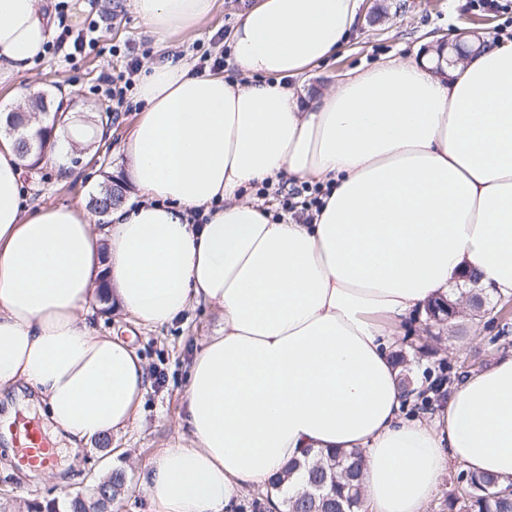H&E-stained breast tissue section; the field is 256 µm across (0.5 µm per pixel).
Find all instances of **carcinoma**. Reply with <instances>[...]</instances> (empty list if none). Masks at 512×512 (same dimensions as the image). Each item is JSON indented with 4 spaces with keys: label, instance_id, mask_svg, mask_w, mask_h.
Returning <instances> with one entry per match:
<instances>
[{
    "label": "carcinoma",
    "instance_id": "1",
    "mask_svg": "<svg viewBox=\"0 0 512 512\" xmlns=\"http://www.w3.org/2000/svg\"><path fill=\"white\" fill-rule=\"evenodd\" d=\"M9 129L17 132L16 144L21 157H34L37 165L51 145L54 126H43L36 131L28 128L25 118L10 112L4 118ZM126 189L120 181L109 184L96 196L94 211L107 215L125 200ZM452 367L439 363L437 370L427 374L431 379L428 391L435 393L444 382L452 381ZM363 458L358 451L325 453L312 448L304 452V460L288 465L284 478L289 480L299 473L297 488L283 499L285 512H359L361 506L359 476ZM124 475L114 472L96 483L89 497L75 495L68 501L69 512H86L88 503L106 512L121 494ZM448 512H512V483L503 486L499 478L486 474H468L467 482L448 493Z\"/></svg>",
    "mask_w": 512,
    "mask_h": 512
}]
</instances>
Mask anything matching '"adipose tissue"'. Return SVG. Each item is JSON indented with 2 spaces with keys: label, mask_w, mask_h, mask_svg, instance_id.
I'll list each match as a JSON object with an SVG mask.
<instances>
[{
  "label": "adipose tissue",
  "mask_w": 512,
  "mask_h": 512,
  "mask_svg": "<svg viewBox=\"0 0 512 512\" xmlns=\"http://www.w3.org/2000/svg\"><path fill=\"white\" fill-rule=\"evenodd\" d=\"M156 44L215 0H133ZM55 0H0V88L44 52ZM361 0H255L229 34L250 85L185 60L142 67L123 143L143 198L96 230L83 207L25 211L26 165L0 134V394L42 395L78 448L125 429L149 384L136 350L97 336L98 296L145 326L190 306L223 324L195 355L186 444L152 458V512H229L308 448L360 451L361 512H425L451 462L512 477V353L461 380L432 419L391 354L406 317L476 272L512 297V40L382 60L310 94ZM326 196L311 222L245 200L283 177ZM203 211L208 220L193 223Z\"/></svg>",
  "instance_id": "obj_1"
}]
</instances>
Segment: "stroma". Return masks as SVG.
<instances>
[{"mask_svg":"<svg viewBox=\"0 0 512 512\" xmlns=\"http://www.w3.org/2000/svg\"><path fill=\"white\" fill-rule=\"evenodd\" d=\"M65 20L70 34L85 32L97 22L98 45L68 61L49 54L16 80L17 87L40 85L42 92L63 90L69 107L82 118L86 136H93L100 122L111 125L112 138L83 157L78 173L46 162L26 170L21 189L26 203H67L88 205L107 179L124 180L128 161L121 150L137 119L128 112L113 120L101 92L104 75L126 71L129 61L163 63L185 58L199 59L204 51L219 53L222 44L216 34L227 33L248 0H216L212 14L192 33L172 35L165 46H156L136 15L132 0H65ZM382 8L373 22H358L343 48L328 63L314 69L303 84L313 92L334 85L338 74L350 69L367 70L385 58L413 59L436 42L455 40L458 34L478 30L499 36L506 17L488 6H475L472 0H380ZM499 298L488 296L484 317L457 320L452 324L430 321L416 314L402 326L405 344L419 337H437L436 354L410 356L408 365L414 378H422L438 359L450 360L465 374L488 365L507 349L504 337H512V316L500 318ZM101 334L120 336L136 348L143 360L150 384L143 395L138 414L125 431L111 435L110 450L91 443L79 450L58 448L54 459L64 476L61 480L37 481L23 474L8 452L0 453V512H30L34 502L53 499L66 504L78 493H88L107 467L122 470L125 485L112 512H149L145 482L149 462L163 448L180 444L187 431V375L195 353L213 335L219 315L207 307H194L180 319L158 328H146L120 311H104L92 302L86 314Z\"/></svg>","mask_w":512,"mask_h":512,"instance_id":"stroma-1","label":"stroma"}]
</instances>
